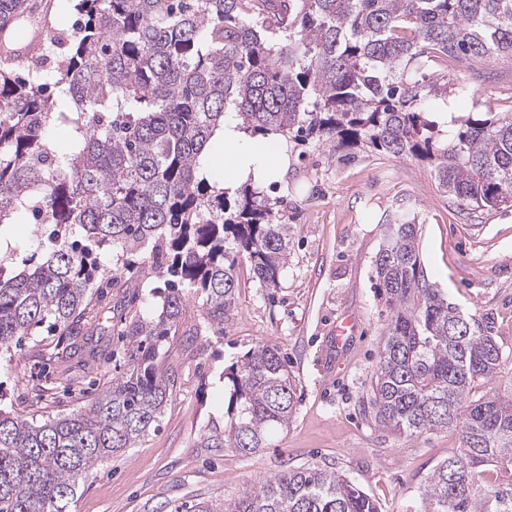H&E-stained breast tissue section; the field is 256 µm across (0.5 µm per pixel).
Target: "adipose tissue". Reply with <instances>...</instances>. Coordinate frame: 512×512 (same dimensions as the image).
I'll list each match as a JSON object with an SVG mask.
<instances>
[{
  "label": "adipose tissue",
  "instance_id": "1",
  "mask_svg": "<svg viewBox=\"0 0 512 512\" xmlns=\"http://www.w3.org/2000/svg\"><path fill=\"white\" fill-rule=\"evenodd\" d=\"M214 142L220 151L214 162L213 179L229 192L249 177L253 178L255 186L267 185L277 179L280 162L288 158L286 139H279L277 147L270 149L266 138L249 136L229 121Z\"/></svg>",
  "mask_w": 512,
  "mask_h": 512
}]
</instances>
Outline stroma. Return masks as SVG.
Here are the masks:
<instances>
[{
	"instance_id": "1",
	"label": "stroma",
	"mask_w": 512,
	"mask_h": 512,
	"mask_svg": "<svg viewBox=\"0 0 512 512\" xmlns=\"http://www.w3.org/2000/svg\"><path fill=\"white\" fill-rule=\"evenodd\" d=\"M465 100L433 99L455 112L512 109V64L463 70ZM286 202L294 231L288 264L275 295L254 282L240 262L239 287L220 336L186 346L175 337L168 362L180 385L138 447L95 465L68 512H156L198 501L220 503L264 477L300 466H330L374 497L382 512H420V492L433 469L456 453V432L407 439L371 418V380L389 312L376 286L375 256L387 220L399 208L419 228L421 259L466 315L486 325L501 347L502 367L486 383L512 384V206L471 212L456 207L429 168L410 158L373 155L341 162L330 145L293 147L288 167L267 188ZM354 317L357 333L336 343V323ZM54 336L23 339L0 351V406L26 416L67 414L108 385L115 372L117 335L102 337L95 355L77 352L53 363L56 389L35 397L41 353ZM277 348L288 363L298 403L287 430L272 447L250 456L202 441L224 425L225 368L259 344Z\"/></svg>"
}]
</instances>
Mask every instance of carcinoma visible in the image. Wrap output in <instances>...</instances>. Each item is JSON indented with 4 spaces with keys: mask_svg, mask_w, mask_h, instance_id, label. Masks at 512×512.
<instances>
[{
    "mask_svg": "<svg viewBox=\"0 0 512 512\" xmlns=\"http://www.w3.org/2000/svg\"><path fill=\"white\" fill-rule=\"evenodd\" d=\"M76 36L45 33L55 65L21 72L14 33L31 0H0V242L48 226L50 246L0 259V349L48 325L102 330L121 271L147 254L157 283L145 315L124 319V370L78 410L34 424L0 409V512H67L97 463L138 445L172 396L169 340L224 335L243 257L275 289L292 225L284 200L209 177L230 111L251 136L329 142L354 158L382 152L430 167L470 211L512 203V111L460 112L443 130L426 98L469 93L448 59L512 60V0H77ZM68 134L57 147L54 127ZM375 273L390 319L371 381L375 423L418 437L458 433L459 453L427 478L422 512H512V387L484 391L502 353L482 323L448 303L420 260L416 218L387 225ZM204 322L181 331L188 291ZM295 380L262 344L229 369L224 431L206 448L242 456L271 445L296 411ZM193 512H381L339 472L288 469Z\"/></svg>",
    "mask_w": 512,
    "mask_h": 512,
    "instance_id": "1",
    "label": "carcinoma"
}]
</instances>
